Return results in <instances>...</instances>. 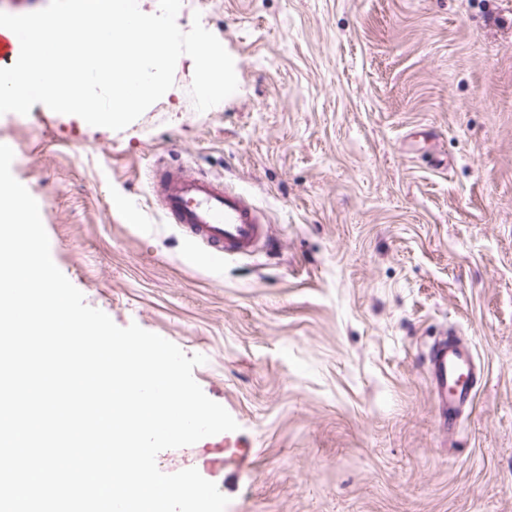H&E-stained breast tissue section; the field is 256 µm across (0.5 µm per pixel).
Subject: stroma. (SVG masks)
<instances>
[{"instance_id":"35a3bbf8","label":"stroma","mask_w":512,"mask_h":512,"mask_svg":"<svg viewBox=\"0 0 512 512\" xmlns=\"http://www.w3.org/2000/svg\"><path fill=\"white\" fill-rule=\"evenodd\" d=\"M237 91L194 62L120 131L0 115L13 176L87 305L201 354L238 430L158 454L226 512H512V0H186ZM224 179L273 252L191 259L157 164ZM448 334L484 370L441 436L425 373Z\"/></svg>"}]
</instances>
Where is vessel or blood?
<instances>
[{
  "mask_svg": "<svg viewBox=\"0 0 512 512\" xmlns=\"http://www.w3.org/2000/svg\"><path fill=\"white\" fill-rule=\"evenodd\" d=\"M152 190L169 223L178 225L189 243L202 247L212 262L274 248L261 210L221 179L162 163L153 175ZM425 369L439 429L451 433L475 398L482 369L469 347L445 336L428 350Z\"/></svg>",
  "mask_w": 512,
  "mask_h": 512,
  "instance_id": "b4317fda",
  "label": "vessel or blood"
}]
</instances>
